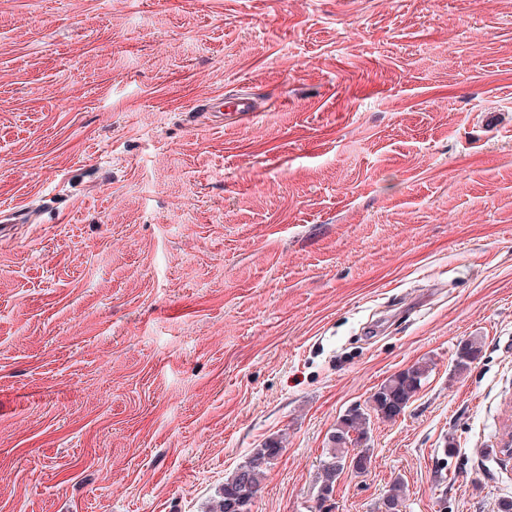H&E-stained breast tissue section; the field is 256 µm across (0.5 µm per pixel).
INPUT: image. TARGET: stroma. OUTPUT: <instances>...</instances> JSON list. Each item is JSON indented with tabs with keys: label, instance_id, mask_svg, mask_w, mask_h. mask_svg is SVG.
<instances>
[{
	"label": "stroma",
	"instance_id": "stroma-1",
	"mask_svg": "<svg viewBox=\"0 0 512 512\" xmlns=\"http://www.w3.org/2000/svg\"><path fill=\"white\" fill-rule=\"evenodd\" d=\"M1 206L0 512H209L271 439L251 512H315L422 359L333 512L512 498V0H0ZM221 107L224 106V112L220 109L218 114L224 120V116L233 119L247 118L255 112L254 99L249 93H237L224 99L220 103ZM482 353V344L477 338H472L459 345L456 352V368L464 371L479 358ZM429 372L428 362L416 361L391 375L370 397V409L379 419H395L404 412L411 399L422 388ZM371 414L360 407L349 410L336 423V428L329 437L327 448L321 460V484L323 482L322 467L325 464L336 467V479L345 468L349 458V448H365L369 441Z\"/></svg>",
	"mask_w": 512,
	"mask_h": 512
}]
</instances>
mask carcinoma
Returning a JSON list of instances; mask_svg holds the SVG:
<instances>
[{
	"label": "carcinoma",
	"instance_id": "obj_1",
	"mask_svg": "<svg viewBox=\"0 0 512 512\" xmlns=\"http://www.w3.org/2000/svg\"><path fill=\"white\" fill-rule=\"evenodd\" d=\"M481 353L482 344L476 338L460 344L456 352V368L460 371L468 369ZM429 372L428 362L417 361L381 383L370 399L372 413L369 414L357 407L344 414L329 437L321 464L336 467L337 473L340 474L348 460L349 449L357 448V471H365L370 464V456L363 448L369 441L371 415L374 414L383 420L398 417L422 388ZM280 451L281 446L276 442L253 449L246 460L225 479L224 486L219 491L216 508L212 512H248L260 489L270 460L277 457ZM403 495L404 485L400 482L394 483L384 501L386 512L397 509Z\"/></svg>",
	"mask_w": 512,
	"mask_h": 512
}]
</instances>
